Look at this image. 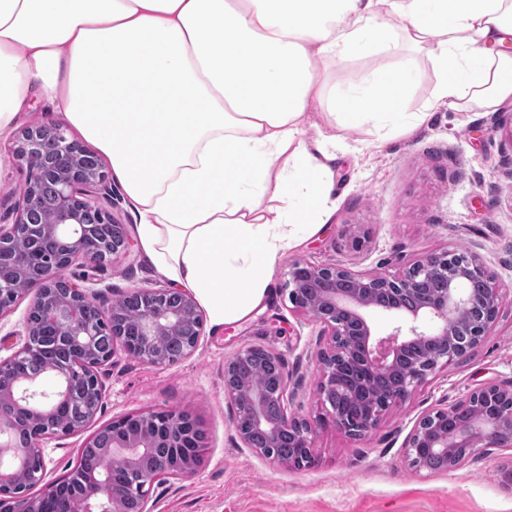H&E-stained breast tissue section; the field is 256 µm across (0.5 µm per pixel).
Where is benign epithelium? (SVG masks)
I'll return each instance as SVG.
<instances>
[{
	"label": "benign epithelium",
	"mask_w": 512,
	"mask_h": 512,
	"mask_svg": "<svg viewBox=\"0 0 512 512\" xmlns=\"http://www.w3.org/2000/svg\"><path fill=\"white\" fill-rule=\"evenodd\" d=\"M17 161L29 172L20 193L14 222L0 225V256L20 229L32 233L35 247L30 254L0 259V313L31 288L37 293L27 318L40 316L52 326L62 346L81 350L82 356L61 359L39 374L17 367L20 358L37 354L42 346L27 333L22 346L6 359L0 358V512H47L46 505L61 487L47 481L46 466L32 476L33 494L16 485V476L28 461L42 457L41 447L51 436L83 430L101 408L103 389L97 369L114 352L100 354L96 336L103 326L112 331V348H130L120 323V307L105 308L99 294L70 284L69 268L100 266L101 243L93 226L86 223L96 212L104 222L112 220L101 203L114 207L118 199L108 187L98 158L69 139L60 126H28L14 150ZM51 209L53 222L39 223L38 215ZM51 241L66 243L59 254L42 262L38 281L25 280L28 268L39 260L40 247ZM480 280L483 292L474 295L464 287L467 280ZM319 283L330 288L315 302L307 289ZM289 300L293 307L324 325L330 336L318 354L317 397L327 419L353 439H366L389 409L404 404L429 375L454 364L491 333L502 299L494 277L482 257L466 252L431 253L398 276L374 277L341 265L314 266L293 263L288 271ZM141 308L137 358L156 366L173 360L155 349L161 336H183L192 331L184 350L196 347L203 327L199 307L189 293L171 286L139 291ZM96 316H89V311ZM385 313L395 321L389 333H372L368 313ZM278 359V390L251 383L237 375L257 352ZM351 366L388 382L379 400L363 403L351 415L336 407V395L355 403V391L343 383V370ZM292 376L278 354L264 346L239 349L224 367V395L236 408L235 427L246 446L250 433L261 430L268 447L256 452L272 458L270 449L286 432L293 438L296 457L285 465L297 469L314 464L312 454L316 427L306 418L288 413L287 394ZM195 420L181 412L128 414L112 421V443L85 458L78 489L69 496L67 512H128L134 498L138 512H153L149 489L162 477H188L204 463L203 449L193 444ZM512 447V384L489 382L453 405L423 415L406 441L409 465L421 468L424 453L443 458L446 468L457 469L478 448ZM124 473L112 481V465Z\"/></svg>",
	"instance_id": "benign-epithelium-1"
}]
</instances>
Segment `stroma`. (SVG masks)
<instances>
[{
	"instance_id": "1",
	"label": "stroma",
	"mask_w": 512,
	"mask_h": 512,
	"mask_svg": "<svg viewBox=\"0 0 512 512\" xmlns=\"http://www.w3.org/2000/svg\"><path fill=\"white\" fill-rule=\"evenodd\" d=\"M512 104L493 111L439 109L415 132L378 140L369 127L343 130L347 145L336 165V207L311 236L283 253L272 273V295L247 319L217 328L205 323L195 350L153 366L116 350L98 370L104 386L96 418L80 432L45 440L47 477L70 473L82 448L102 427L126 414H190L206 434L203 468L153 484L154 512H512V488L501 481L511 448H481L451 471L412 468L405 442L417 421L487 382L512 381ZM20 135L0 141V225L12 223L28 172L12 159ZM471 249L502 291L491 335L454 364L430 375L406 403L382 416L365 440L323 420L316 395L322 324L297 311L285 283L293 263L338 264L399 275L424 256ZM107 301L163 279L139 248L95 274ZM30 298L0 313V358L25 340ZM262 345L293 376L288 408L317 423L312 467L288 468L246 447L224 397V364L240 348Z\"/></svg>"
}]
</instances>
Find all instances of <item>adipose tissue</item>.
Listing matches in <instances>:
<instances>
[{"label": "adipose tissue", "instance_id": "adipose-tissue-1", "mask_svg": "<svg viewBox=\"0 0 512 512\" xmlns=\"http://www.w3.org/2000/svg\"><path fill=\"white\" fill-rule=\"evenodd\" d=\"M400 47L435 76L421 111L407 61L331 88V72ZM36 95L109 160L155 271L222 326L263 304L278 257L330 216L333 127L383 137L441 104L512 103V0H0V139ZM315 104L328 131L309 141Z\"/></svg>", "mask_w": 512, "mask_h": 512}]
</instances>
